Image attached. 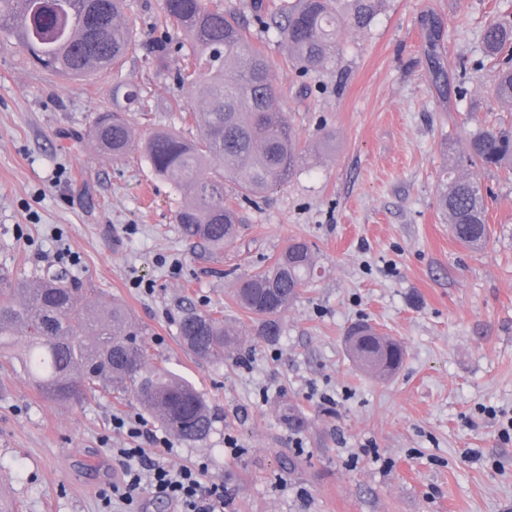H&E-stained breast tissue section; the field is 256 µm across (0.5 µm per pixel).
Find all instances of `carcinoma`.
Returning a JSON list of instances; mask_svg holds the SVG:
<instances>
[{"mask_svg":"<svg viewBox=\"0 0 512 512\" xmlns=\"http://www.w3.org/2000/svg\"><path fill=\"white\" fill-rule=\"evenodd\" d=\"M379 3L292 0L276 15L263 13L259 4L255 9L262 28H275L290 60L308 74L336 55L342 29L369 27ZM164 16L181 30L188 47L179 81L191 85L200 100L202 111L193 118L201 133L185 139L160 128L141 150L154 174L173 181L182 193L177 224L183 237L222 249L239 224L237 204L224 198V181H233L238 197L248 200L294 177L303 149L278 105L272 64L246 26L207 0H165ZM0 37L15 41L28 62L45 70L77 78L110 70L119 82L136 28L125 16L124 0H0ZM482 43L485 53L499 61L494 95L512 107V21L489 22ZM438 49V40L430 38L431 80L443 90L447 73ZM88 135L119 159L130 147L132 128L121 111L104 110L96 113ZM464 154L474 166L512 169V129L477 131ZM439 205L459 243L469 248L486 244L487 210L478 181L443 172ZM315 276L311 248L292 239L271 263L240 280L235 301L257 336L272 343L281 333L282 312ZM77 293L61 274L0 288V350L16 336L24 338L17 359L49 401L79 403L101 391L117 400L130 395L173 436L204 440L212 421L202 393L186 378L148 361L147 342L125 305H100L85 293L80 306ZM178 328L184 346L200 361L221 362L237 347V333L215 312L186 313ZM345 343L354 362L369 373L391 376L404 363L403 347L367 323L350 327ZM280 412L295 431L303 430L296 404L284 401Z\"/></svg>","mask_w":512,"mask_h":512,"instance_id":"obj_1","label":"carcinoma"}]
</instances>
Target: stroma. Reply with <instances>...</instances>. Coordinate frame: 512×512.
Here are the masks:
<instances>
[{"label":"stroma","instance_id":"1","mask_svg":"<svg viewBox=\"0 0 512 512\" xmlns=\"http://www.w3.org/2000/svg\"><path fill=\"white\" fill-rule=\"evenodd\" d=\"M254 2L220 0L271 59L308 165L242 203L238 235L219 251L181 235V194L141 152L155 129L198 133L170 109L197 100L177 81L183 35L165 22L163 0H126L138 35L122 79L149 107L124 104L134 138L119 160L88 138L95 113L112 105L111 73L65 79L0 47V281L63 271L102 303L128 307L153 361L192 381L212 418L199 442L147 419L159 442L146 451L177 468L205 463L224 512H512V441L484 413L512 416V174L462 160L470 134L512 127L481 43L489 21L512 19V0H383L310 75L289 63L277 31L257 25ZM432 24L443 91L425 51ZM159 40L169 50L156 66ZM447 165L489 192L480 250L453 238L438 206ZM293 238L310 245L318 276L268 344L234 292ZM190 310L223 311L238 350L197 360L178 338ZM360 321L403 345L391 378L351 360L344 338ZM284 400L303 411V431L281 417ZM141 413L132 398L47 401L0 357V503L100 512V490L122 480L112 451L125 438L112 419Z\"/></svg>","mask_w":512,"mask_h":512}]
</instances>
